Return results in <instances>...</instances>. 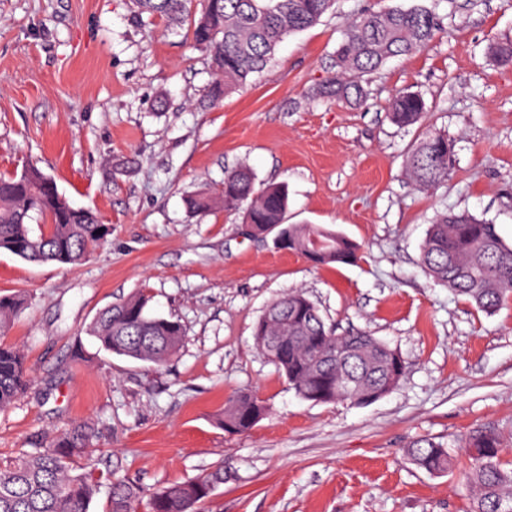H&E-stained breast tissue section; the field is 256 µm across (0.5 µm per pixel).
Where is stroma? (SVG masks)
<instances>
[{
	"mask_svg": "<svg viewBox=\"0 0 512 512\" xmlns=\"http://www.w3.org/2000/svg\"><path fill=\"white\" fill-rule=\"evenodd\" d=\"M414 5L435 11L443 32L364 75V103L316 96L352 17ZM505 39L512 0H336L262 73L205 107L207 52L185 29L136 17L131 0H0V175L36 165L112 228L79 265L0 253V293L27 300L0 339L24 352L31 375L0 411V461L85 423L93 463L147 490L223 467L205 512H470L464 453L433 475L403 450L491 430L512 455V301L483 312L419 263L448 209L489 220L512 244V67L490 54ZM406 91L426 109L402 127L388 103ZM426 130L457 154L431 189L403 173ZM239 166L256 188L285 184L287 223L333 228L360 245L358 261L317 267L245 235L242 213L186 211V194L220 189ZM296 289L338 333L397 349L400 387L368 405L297 397L253 339L267 305ZM141 290L185 328L160 368L99 350L86 333ZM238 390L269 411L228 433L217 418Z\"/></svg>",
	"mask_w": 512,
	"mask_h": 512,
	"instance_id": "stroma-1",
	"label": "stroma"
}]
</instances>
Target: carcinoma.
Segmentation results:
<instances>
[{"instance_id": "obj_1", "label": "carcinoma", "mask_w": 512, "mask_h": 512, "mask_svg": "<svg viewBox=\"0 0 512 512\" xmlns=\"http://www.w3.org/2000/svg\"><path fill=\"white\" fill-rule=\"evenodd\" d=\"M335 0H133L137 15L162 18L170 28L187 27L195 46L210 54L213 79L202 103L209 106L247 83L262 71L280 43L320 21ZM442 30L431 10L387 7L355 16L335 50L337 72L316 95L357 105L365 98L361 78L388 59L410 54L428 45ZM494 60L512 65V40L491 48ZM393 121L412 126L425 111L423 98L403 92L390 100ZM454 141L426 131L406 157L405 172L423 188L448 180L456 162ZM191 214L216 208L244 210L243 223L264 237L272 224H283L288 211V189L270 184L255 191V174L241 166L225 172L220 191H198L185 196ZM93 211L71 205L54 180L37 167L18 176H0V252L28 262L78 265L92 247L109 233ZM295 253L303 255L318 241L328 244L320 265H350L359 246L350 238L318 224H290ZM421 265L438 283L491 313L512 299V245L495 224L467 211L449 210L429 225L422 246ZM150 297L137 293L103 309L88 327L99 349L110 354L162 366L179 351L184 328L180 320L152 315ZM24 307L18 295L0 296V335ZM257 349L273 362L288 385L313 403L349 401L371 404L396 390L405 376L399 352L365 332L343 335L328 325L304 292L292 291L272 301L254 329ZM30 382L24 354L0 342V410L7 408ZM267 412L249 392L229 397L218 424L224 430L244 432ZM469 467L463 481L472 500L471 512H512V460L492 431H477L465 445ZM95 452L90 427L75 424L46 444H39L6 464H0V512H89L100 479L81 461ZM408 457L429 473L453 467L449 447L431 439L407 446ZM109 512H137L143 498L139 484L108 474ZM224 482V471H213L150 494L149 512H200L214 488Z\"/></svg>"}]
</instances>
